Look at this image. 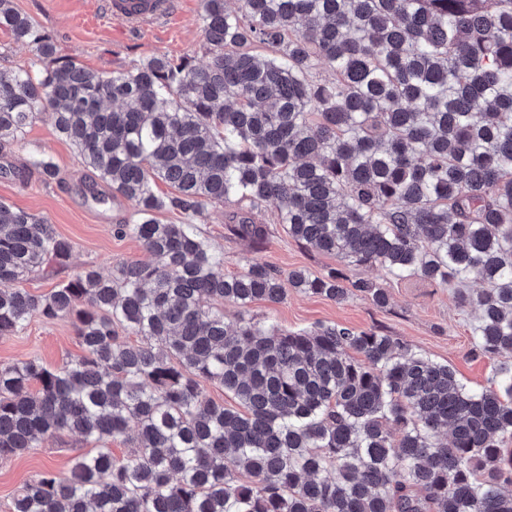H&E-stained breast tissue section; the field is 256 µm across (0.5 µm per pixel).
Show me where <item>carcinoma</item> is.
<instances>
[{
    "instance_id": "cac0c4a2",
    "label": "carcinoma",
    "mask_w": 512,
    "mask_h": 512,
    "mask_svg": "<svg viewBox=\"0 0 512 512\" xmlns=\"http://www.w3.org/2000/svg\"><path fill=\"white\" fill-rule=\"evenodd\" d=\"M200 19L205 64L159 55L103 74L55 56L0 0V28L50 60L38 77L0 73V151L51 109L93 185L138 216L116 232L151 256L32 294L14 284L66 267L73 245L0 201V338L68 316L82 348L58 369L0 364V460L46 435L94 445L69 476L26 482L11 512H512V0H200ZM319 67L334 78L313 81ZM230 201L229 231L254 247L265 207L349 265L456 286L479 311L477 349L504 360L493 385L472 391L372 330L224 320L226 303L284 298L279 272L227 275L199 236L194 221ZM288 280L389 300L334 269ZM132 428L115 458L106 445Z\"/></svg>"
}]
</instances>
